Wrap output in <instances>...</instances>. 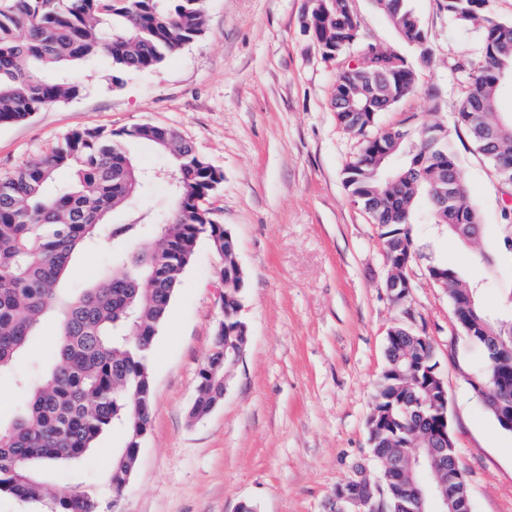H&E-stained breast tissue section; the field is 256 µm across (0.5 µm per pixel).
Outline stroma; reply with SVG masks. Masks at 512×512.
<instances>
[{"instance_id": "35a3bbf8", "label": "stroma", "mask_w": 512, "mask_h": 512, "mask_svg": "<svg viewBox=\"0 0 512 512\" xmlns=\"http://www.w3.org/2000/svg\"><path fill=\"white\" fill-rule=\"evenodd\" d=\"M308 0H204L205 34L157 67L114 74L78 69L79 94L26 121L0 125V175L49 154L70 132L151 124L189 141L224 179L211 219L230 231L246 281L238 313L248 343L223 402L193 420L198 372L222 319L212 286L220 255L200 240L155 339L150 425L124 498L104 492L121 437L104 435L55 483L101 489L117 512H329L330 497L360 465L377 470L366 428L387 334L425 329L448 397V416L471 512H512V433L502 431L470 384L482 353L459 326L446 289L428 275L440 263L479 289L484 312L512 315V209L489 163L455 124L466 95L456 71L476 52L478 27L449 19L443 0H410L428 34L430 63L370 0H352L362 31L415 63L416 89L379 113V129L449 127L480 233L464 244L438 224L415 225L411 294L393 303L380 229L350 196L344 170L361 136L337 121L336 69L304 26ZM49 316L16 375L46 368L58 346Z\"/></svg>"}]
</instances>
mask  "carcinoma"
Segmentation results:
<instances>
[{"label":"carcinoma","instance_id":"obj_1","mask_svg":"<svg viewBox=\"0 0 512 512\" xmlns=\"http://www.w3.org/2000/svg\"><path fill=\"white\" fill-rule=\"evenodd\" d=\"M371 2L403 40L418 49L426 45L409 0ZM491 2L444 0L455 23L482 27L480 51L457 66L468 90L455 123L467 129L497 179L512 184V135L496 134L505 119L497 108L503 90L497 75L512 73V23L496 20ZM311 10L313 38L321 51L336 54L339 65L332 99L337 120L364 137L345 169V184L381 228L386 259L399 267L407 255H416L411 226L421 221L417 200L433 205V191L446 204L432 210V223L463 242L474 240L479 217L467 200L448 129L429 125L416 142L403 128L369 134L378 113L415 90L411 64L358 38L350 0H313ZM204 24L203 0H0V125L76 96L79 84L70 73L83 63L104 61L115 73L150 70L198 39ZM350 51L360 63L355 69L345 61ZM138 141L171 156L174 207L166 217L145 214L134 224H108V215L132 205L151 178L132 162L131 145ZM60 170L70 171L72 181L55 188ZM222 181L223 173L190 144L152 125L75 130L51 154L0 176V376L14 371L45 318L62 312L53 366L22 380L24 404L10 424L0 425V493L44 504L50 512H104L95 492L59 488L50 472L80 465L103 434L118 430L122 446L107 483L113 493L125 484L146 432L154 339L202 238L222 258L216 277L226 285L224 331L200 369L189 416H203L224 400V347L243 344L236 315L241 267L235 240H224V226L202 204ZM149 234L158 247L137 251ZM89 246L124 275L68 293L62 285L76 255ZM428 272L441 277L466 319L465 335L483 356L485 327L512 346V318L492 321L478 301L469 308L466 293L473 286L456 270L433 264ZM433 349L430 337L420 340L401 326L387 343L376 409L388 412L389 421L372 445L382 463L413 453L421 435L448 414L445 388L427 373L436 365L429 358ZM498 373L512 385V356L474 378L495 388L501 385ZM383 490L384 512L413 508L399 482L385 483Z\"/></svg>","mask_w":512,"mask_h":512}]
</instances>
